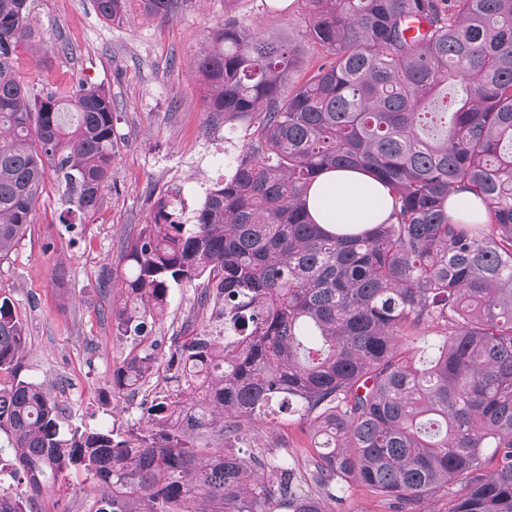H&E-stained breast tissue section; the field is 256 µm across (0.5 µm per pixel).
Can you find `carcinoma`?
I'll list each match as a JSON object with an SVG mask.
<instances>
[{"label": "carcinoma", "mask_w": 512, "mask_h": 512, "mask_svg": "<svg viewBox=\"0 0 512 512\" xmlns=\"http://www.w3.org/2000/svg\"><path fill=\"white\" fill-rule=\"evenodd\" d=\"M95 2L119 22L128 0ZM299 2L323 63L285 95L298 47L225 21L197 69L210 116L247 131L232 174L190 214L180 191L159 197L127 246L112 321L136 348L110 391L150 383L148 336L173 286L199 282L193 305L215 310L171 352L142 429L64 428L49 391L20 377L26 336L0 298V431L25 483L0 492V512H37L71 472L103 489L96 512H336L354 484L393 512H425L438 494L447 512H512V0ZM30 13V0H0V260L49 173L82 213L112 181L110 95L83 80L34 95L15 72L19 48H51ZM336 168L388 186V221L349 234L315 223L308 187ZM463 193L484 223L448 217ZM429 329L445 347L419 368L409 344ZM276 409L304 426L305 472L235 450Z\"/></svg>", "instance_id": "obj_1"}]
</instances>
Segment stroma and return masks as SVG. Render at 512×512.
<instances>
[{
  "label": "stroma",
  "mask_w": 512,
  "mask_h": 512,
  "mask_svg": "<svg viewBox=\"0 0 512 512\" xmlns=\"http://www.w3.org/2000/svg\"><path fill=\"white\" fill-rule=\"evenodd\" d=\"M269 0H174L168 17L144 14L129 0L122 22L104 20L94 0H35L34 26L55 44L44 54L22 49L14 61L35 92L84 79L112 98L117 145L112 180L96 212L70 211L57 178L48 179L25 239L0 260V298L9 297L27 336L25 377L47 388L66 423L87 431L112 422L135 423L143 393L111 394L112 368L134 347L118 335L112 307L121 296L125 250L150 218L159 193L180 189L188 209L223 179L222 157H236L242 132L211 119L196 59L215 29L247 18L266 34L299 45L301 59L288 85H301L324 60L305 36L297 9L271 12ZM195 286L172 288L165 317L152 337L163 356L152 383L164 387L174 337L207 326L210 314L191 313ZM309 445L294 416L255 422L242 447L269 460L306 469ZM75 475L45 491L40 512H96L98 496Z\"/></svg>",
  "instance_id": "obj_1"
}]
</instances>
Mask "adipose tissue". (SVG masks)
Returning a JSON list of instances; mask_svg holds the SVG:
<instances>
[{"mask_svg":"<svg viewBox=\"0 0 512 512\" xmlns=\"http://www.w3.org/2000/svg\"><path fill=\"white\" fill-rule=\"evenodd\" d=\"M307 198L314 221L335 232L350 226L361 231L382 223L392 206L388 187L360 169L321 172Z\"/></svg>","mask_w":512,"mask_h":512,"instance_id":"ef3b65f1","label":"adipose tissue"}]
</instances>
